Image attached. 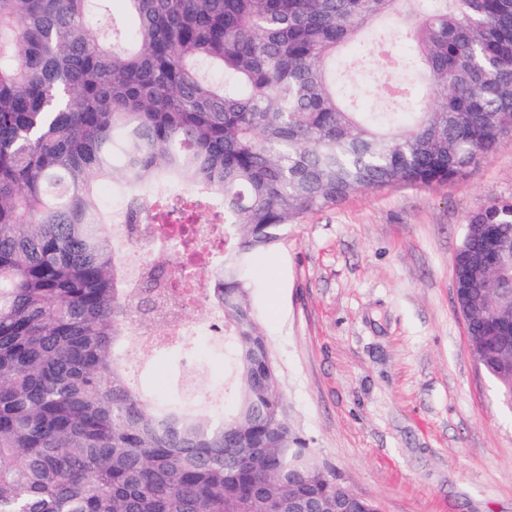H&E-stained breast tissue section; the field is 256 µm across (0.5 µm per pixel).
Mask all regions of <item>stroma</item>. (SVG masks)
I'll return each instance as SVG.
<instances>
[{
	"instance_id": "35a3bbf8",
	"label": "stroma",
	"mask_w": 512,
	"mask_h": 512,
	"mask_svg": "<svg viewBox=\"0 0 512 512\" xmlns=\"http://www.w3.org/2000/svg\"><path fill=\"white\" fill-rule=\"evenodd\" d=\"M370 46L341 51L367 112ZM507 197L512 135L463 178L358 193L289 225L251 280L289 426L381 512H512V410L474 360L452 281L468 216ZM203 358L202 403L223 411V342ZM125 367L170 391L168 358L130 353Z\"/></svg>"
}]
</instances>
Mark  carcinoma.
Masks as SVG:
<instances>
[{
	"label": "carcinoma",
	"mask_w": 512,
	"mask_h": 512,
	"mask_svg": "<svg viewBox=\"0 0 512 512\" xmlns=\"http://www.w3.org/2000/svg\"><path fill=\"white\" fill-rule=\"evenodd\" d=\"M0 0V512H288L351 491L290 429L248 301L252 260L361 192L463 177L512 130V0ZM377 35L400 73L360 112L338 50ZM219 71L215 81L206 71ZM224 213L211 297L237 389L213 414L131 386L119 344L150 300L127 286L96 184L126 224L149 186ZM495 228L512 264V200ZM473 355L508 343L512 273L469 289Z\"/></svg>",
	"instance_id": "obj_1"
}]
</instances>
